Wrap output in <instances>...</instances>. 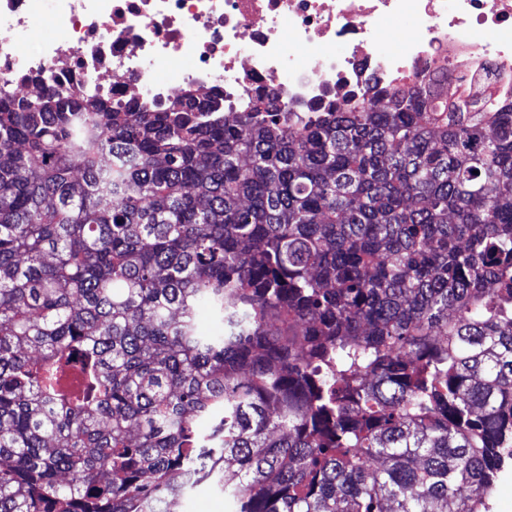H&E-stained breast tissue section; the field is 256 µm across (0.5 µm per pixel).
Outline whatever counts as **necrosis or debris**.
<instances>
[{"label":"necrosis or debris","instance_id":"obj_1","mask_svg":"<svg viewBox=\"0 0 512 512\" xmlns=\"http://www.w3.org/2000/svg\"><path fill=\"white\" fill-rule=\"evenodd\" d=\"M398 18L411 25L395 50ZM413 84L512 102V0H0V94L16 98L150 107L197 90L234 112L258 92L299 110L334 94L345 109L350 92Z\"/></svg>","mask_w":512,"mask_h":512}]
</instances>
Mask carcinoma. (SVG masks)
I'll use <instances>...</instances> for the list:
<instances>
[{
  "label": "carcinoma",
  "instance_id": "1",
  "mask_svg": "<svg viewBox=\"0 0 512 512\" xmlns=\"http://www.w3.org/2000/svg\"><path fill=\"white\" fill-rule=\"evenodd\" d=\"M511 462L512 105L0 97V512L221 471L236 512H488Z\"/></svg>",
  "mask_w": 512,
  "mask_h": 512
}]
</instances>
